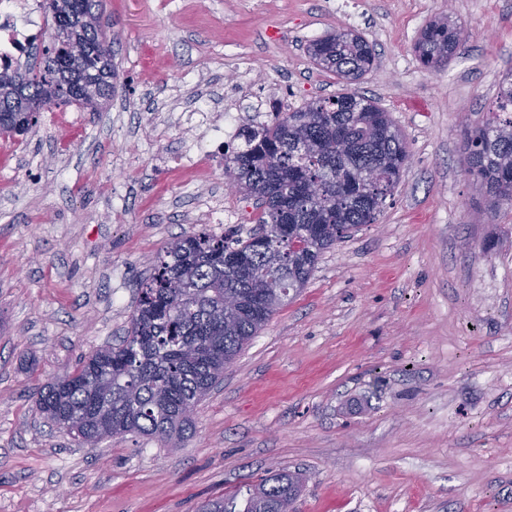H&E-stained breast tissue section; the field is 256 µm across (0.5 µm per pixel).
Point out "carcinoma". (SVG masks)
Wrapping results in <instances>:
<instances>
[{
	"label": "carcinoma",
	"mask_w": 512,
	"mask_h": 512,
	"mask_svg": "<svg viewBox=\"0 0 512 512\" xmlns=\"http://www.w3.org/2000/svg\"><path fill=\"white\" fill-rule=\"evenodd\" d=\"M77 27L60 24L70 0H41L51 23L39 55L0 66V133L24 136L21 98L50 97L54 85L88 84L78 105L93 112L112 99L117 67L111 47L96 60L88 47L105 38L102 0H75ZM462 42L455 22L438 18L420 31L415 52L429 69L448 63ZM314 64L347 83L371 70L375 51L339 29L312 41ZM244 144L224 150V175L261 207L247 238L204 229L167 243L138 288L130 327L118 344L79 362L32 394L37 412L86 444L137 433L177 448L192 429L184 415L224 378L250 340L298 293L328 249L375 222L409 159L387 112L356 92H342L275 112L243 128ZM468 174L493 207L512 206V73L499 84L486 121L467 131ZM303 486L286 473L260 479L240 512H287Z\"/></svg>",
	"instance_id": "obj_1"
}]
</instances>
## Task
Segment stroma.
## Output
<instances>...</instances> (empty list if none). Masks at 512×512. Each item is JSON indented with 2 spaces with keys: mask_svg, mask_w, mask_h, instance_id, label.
Returning <instances> with one entry per match:
<instances>
[{
  "mask_svg": "<svg viewBox=\"0 0 512 512\" xmlns=\"http://www.w3.org/2000/svg\"><path fill=\"white\" fill-rule=\"evenodd\" d=\"M445 15L462 43L424 68L414 44ZM102 23L108 104L0 135V512H195L282 471L306 478L294 512H512V208L467 174L464 137L512 72V0H103ZM341 27L373 44L353 89L409 151L375 223L322 254L181 447L46 423L32 390L118 343L167 242L256 227L220 164L183 160L196 100L243 127L342 91L307 52ZM206 198L234 224L208 225Z\"/></svg>",
  "mask_w": 512,
  "mask_h": 512,
  "instance_id": "1",
  "label": "stroma"
}]
</instances>
